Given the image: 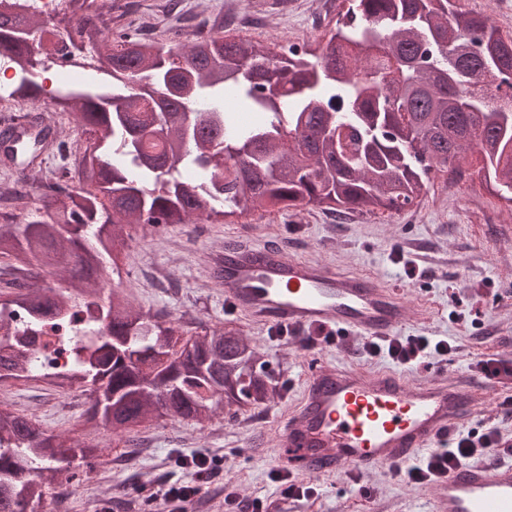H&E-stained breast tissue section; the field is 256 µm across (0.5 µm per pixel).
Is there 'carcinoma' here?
Instances as JSON below:
<instances>
[{
	"label": "carcinoma",
	"mask_w": 512,
	"mask_h": 512,
	"mask_svg": "<svg viewBox=\"0 0 512 512\" xmlns=\"http://www.w3.org/2000/svg\"><path fill=\"white\" fill-rule=\"evenodd\" d=\"M95 0H66L46 31L30 0H0V50L15 76L7 97L35 105L47 53L14 38L24 27L70 45L96 49L80 60L112 79V90H53L68 114L32 139L0 131L19 176L0 192V261L15 277L0 316L23 314L0 337V383L42 381L84 387L85 417L130 453L167 417L200 423L219 410L258 408L281 398L284 384L266 373L259 347L233 323L180 328L108 287L103 256L119 270L128 260L127 227L149 233L205 219L232 224L244 214L312 208L333 216L400 213L420 199L443 169L462 178L464 163L512 210V35L457 0H351L345 20L316 47L255 43L224 32V14L198 23L189 45L120 25ZM170 53L153 68V48ZM152 79L158 94L138 105L134 84ZM59 160L36 185L41 219L18 223L30 198L27 168L41 156ZM101 226L87 246L84 226ZM54 274L70 288L43 284ZM85 319L94 348L66 366L43 367L52 333ZM107 463L102 448L0 404V512H26L57 482L60 465L80 481Z\"/></svg>",
	"instance_id": "carcinoma-1"
}]
</instances>
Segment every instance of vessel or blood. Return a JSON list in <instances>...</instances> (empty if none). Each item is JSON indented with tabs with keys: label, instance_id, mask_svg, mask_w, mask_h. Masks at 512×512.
<instances>
[{
	"label": "vessel or blood",
	"instance_id": "vessel-or-blood-1",
	"mask_svg": "<svg viewBox=\"0 0 512 512\" xmlns=\"http://www.w3.org/2000/svg\"><path fill=\"white\" fill-rule=\"evenodd\" d=\"M212 263L223 273L227 307L264 325L388 336L410 320L404 295L325 263L233 245ZM476 406L471 388L441 376L412 384L391 372L319 365L298 410L278 419L276 445L287 449L289 467L315 475L402 467L446 441ZM436 497L439 512H512V463L491 454L483 465L458 466L437 484Z\"/></svg>",
	"mask_w": 512,
	"mask_h": 512
}]
</instances>
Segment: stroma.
Here are the masks:
<instances>
[{
    "instance_id": "35a3bbf8",
    "label": "stroma",
    "mask_w": 512,
    "mask_h": 512,
    "mask_svg": "<svg viewBox=\"0 0 512 512\" xmlns=\"http://www.w3.org/2000/svg\"><path fill=\"white\" fill-rule=\"evenodd\" d=\"M137 2L138 12L127 17L130 26L159 24L187 44L195 39L196 16L230 3L244 16L253 0H180L188 14L183 21L158 13L156 0ZM343 6L344 0H292L288 9L264 16L244 35L263 44H315L335 29ZM129 233V271L119 276L126 295L143 309L165 311L185 326L235 320L243 335L266 351L273 368L283 370L287 386L281 399L263 412L246 410L233 418L220 412L201 424L177 419L153 424L149 448L126 468L112 467L63 488L67 512H92L99 502L152 496L164 479L183 477L175 464L178 457L196 453L224 459V475L206 494L204 512H226L228 487L244 500L258 501L259 512H278L282 485L273 478L278 454L274 423L299 407L307 372L318 363L391 371L415 383L429 382L435 372L444 371L449 382L469 386L480 396L475 413L459 420L457 430L493 427L512 439V389L475 369L486 356L512 360V211L497 208L477 176L452 182L438 173L418 205L401 213L335 219L303 208L247 215L234 224H179L154 236L135 225ZM274 238L284 240L288 256L324 261L373 277L381 288L406 293L413 317L398 337L445 340L450 351L403 366L365 355L358 335L338 332L326 342L318 330L299 329L282 337L243 312H231L221 289L206 276L207 256L230 240L263 245ZM169 274L177 280L176 289L159 285ZM0 402L36 416L46 431L66 430L78 437L91 398L78 386L63 394L28 381L0 385ZM294 479L312 493L290 501L288 512H436L433 486L409 483L390 468L368 474L298 473Z\"/></svg>"
}]
</instances>
